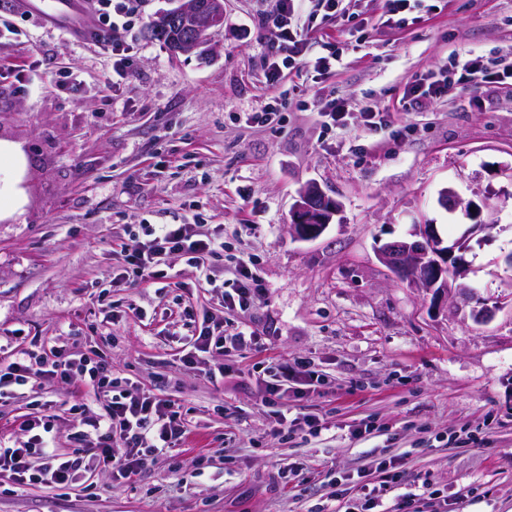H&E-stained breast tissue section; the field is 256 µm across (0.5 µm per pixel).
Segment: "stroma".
Masks as SVG:
<instances>
[{
  "mask_svg": "<svg viewBox=\"0 0 512 512\" xmlns=\"http://www.w3.org/2000/svg\"><path fill=\"white\" fill-rule=\"evenodd\" d=\"M179 0H142L125 35L129 77L112 80V54L68 39L21 0H0L14 29L0 48V345L21 329L33 344L85 351L104 345L114 374L182 406L191 435L127 486L90 471L85 491L0 481V512H334L333 478L379 486L368 460L428 477L448 512H512V84L449 90L412 105L413 80L440 75L455 54L512 56V0H423L399 27L383 0H341L343 25L306 0L307 54L339 51L334 73L265 79L260 22L273 0H224V28L207 54H172L148 34ZM75 82H68L67 73ZM347 99L346 128L327 130L323 102ZM283 103L278 129L241 115ZM371 105L386 129H366ZM309 181L342 205L313 241L293 238L291 207ZM484 203L491 225L467 253L465 282L494 316L440 312L397 279L376 246L436 225L445 242L468 218L438 203L444 188ZM142 224H197L224 233L204 265L169 255L174 286L122 284V241ZM264 290L248 311L219 304L238 260ZM259 338L228 350L213 383L178 357L202 311ZM109 344H102V337ZM287 363L291 416L320 434L275 438L267 366ZM74 387L0 404V439L19 416L46 415ZM363 436H354L358 426ZM294 477L281 479L280 466Z\"/></svg>",
  "mask_w": 512,
  "mask_h": 512,
  "instance_id": "obj_1",
  "label": "stroma"
}]
</instances>
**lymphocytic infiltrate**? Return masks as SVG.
<instances>
[{
	"instance_id": "1",
	"label": "lymphocytic infiltrate",
	"mask_w": 512,
	"mask_h": 512,
	"mask_svg": "<svg viewBox=\"0 0 512 512\" xmlns=\"http://www.w3.org/2000/svg\"><path fill=\"white\" fill-rule=\"evenodd\" d=\"M93 7L97 25L91 37L95 44L111 47L112 76L124 80L129 73L131 47L123 33L134 20L130 0H94ZM300 13L301 0H277L271 24L262 36L270 59L265 74L267 83H277L287 69H308L320 76L336 69V53L307 57ZM509 81L511 62L498 57L474 58L455 64L443 78L428 83L412 82L407 96L415 102L424 96H442L451 88L473 91L484 84ZM223 248L222 234H203L192 224H145L140 233L129 235L122 243L121 253L134 279L161 281L169 277L161 266L162 256L173 253L196 266ZM262 292L263 283L257 271L241 264L231 288L224 293V305L229 309H249ZM256 340L254 331L248 329L225 333L223 325L206 314L182 362L192 369L204 368L207 377L217 382L224 378V366L215 362V354L229 346L253 345ZM42 377L89 385L94 396L105 398L106 404L99 413L85 403L69 405L67 412L78 427L77 446L70 452L55 449L51 418L47 415L23 420V439L11 443L1 439L0 479L16 487L41 484L70 488L78 484L92 465L129 481L140 475L155 457L184 443L189 433L175 402L149 390L120 385L113 376L110 357L99 349L89 355L61 347L40 353L13 349L8 361L0 362V402L27 392L38 393V380Z\"/></svg>"
}]
</instances>
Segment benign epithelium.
<instances>
[{
  "label": "benign epithelium",
  "mask_w": 512,
  "mask_h": 512,
  "mask_svg": "<svg viewBox=\"0 0 512 512\" xmlns=\"http://www.w3.org/2000/svg\"><path fill=\"white\" fill-rule=\"evenodd\" d=\"M224 12L222 0H210L205 5L199 0H185L177 10L188 24L192 37L184 41L174 53L188 54L208 41L217 32L215 19ZM341 203L325 194L316 182L305 184L291 209L290 229L302 241L320 237L340 214ZM482 224L471 225L453 244L444 242L434 224H415L410 238L386 242L377 248L380 262L398 278L431 295L433 307L442 308L448 298V271L456 276L465 274V254L471 249L472 236Z\"/></svg>",
  "instance_id": "7a95c632"
}]
</instances>
